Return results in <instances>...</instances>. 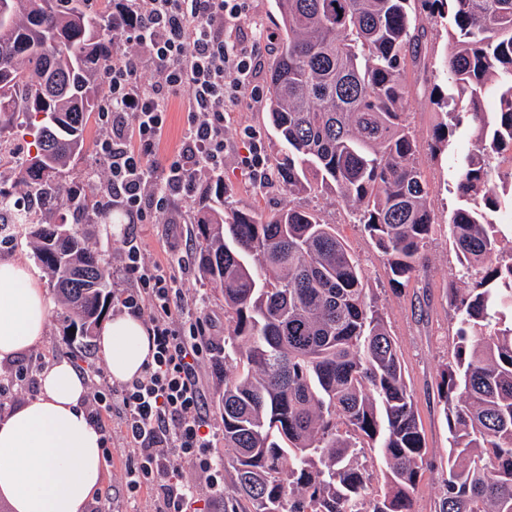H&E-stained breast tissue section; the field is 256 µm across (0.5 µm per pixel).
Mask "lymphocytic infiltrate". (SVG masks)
I'll use <instances>...</instances> for the list:
<instances>
[{"label":"lymphocytic infiltrate","instance_id":"1","mask_svg":"<svg viewBox=\"0 0 512 512\" xmlns=\"http://www.w3.org/2000/svg\"><path fill=\"white\" fill-rule=\"evenodd\" d=\"M249 0H112V64L100 115L108 163L105 188L131 217L144 218L191 196L200 176L224 171V114L229 103L260 91L252 78L266 45L230 38L245 21ZM187 102L186 132L173 153L161 151L169 107ZM121 274L112 305L146 318L152 360L143 373L115 387L95 388L92 414L116 422L126 447L123 484L129 494L155 491L154 512H198L192 470L212 498L224 494V468L213 456L210 412L200 363L209 317L201 300L178 285L183 255L149 259L124 235Z\"/></svg>","mask_w":512,"mask_h":512}]
</instances>
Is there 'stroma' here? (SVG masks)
<instances>
[{
  "instance_id": "1",
  "label": "stroma",
  "mask_w": 512,
  "mask_h": 512,
  "mask_svg": "<svg viewBox=\"0 0 512 512\" xmlns=\"http://www.w3.org/2000/svg\"><path fill=\"white\" fill-rule=\"evenodd\" d=\"M409 121L416 138L428 144L432 134L447 116L430 104L423 84H416L408 102ZM99 125H91L86 136L84 153L73 163L69 180L97 195L105 181V162L98 152ZM257 139L266 159H273L281 148L280 139L268 125L265 104L245 98L239 101L224 125L226 153L224 156V199L233 207H251L268 214L289 207L308 206L316 209L323 219L334 224L337 232L358 256L364 270L365 282L384 315L388 327L402 353L407 380L413 390L422 422L426 444L434 458L448 451V431L439 401L440 372L452 349V327L455 309L448 298L452 288H469L473 282L461 278L459 264L448 235V218L458 205L455 191L459 159L478 149L474 127L463 121L443 147L438 157L429 152L420 155L432 190L438 222L431 234L426 253L429 265L408 287L393 289L389 271L377 249L366 236L361 225L353 223L349 209L332 193L325 190L314 196L291 194L279 185L260 187L239 165L238 157L245 153L249 139ZM209 185L201 179L191 197L174 200L161 214L148 216L135 225V238L147 254L156 260L166 259L171 250L186 253L190 264L182 275L185 293L201 295L203 305L212 318L207 339L211 344L204 353L201 380L208 405H215L224 389V369L216 363L224 353V301L201 276L194 262L198 242L193 228L201 202ZM128 219L121 209H113L111 217L86 225L88 241L111 264H118L122 249L120 230ZM59 305H52L42 342L23 355L22 361L36 367H45L56 359H68L84 374L90 385H97V372L107 369V362L97 343H83L79 337L66 335L59 320ZM125 466L123 447H115L111 464L106 467L104 489L113 496L106 504L108 512H153L154 496L141 491L127 497L120 491Z\"/></svg>"
}]
</instances>
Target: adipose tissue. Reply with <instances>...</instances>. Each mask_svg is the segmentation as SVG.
<instances>
[{"label":"adipose tissue","instance_id":"ef3b65f1","mask_svg":"<svg viewBox=\"0 0 512 512\" xmlns=\"http://www.w3.org/2000/svg\"><path fill=\"white\" fill-rule=\"evenodd\" d=\"M49 310L35 273L0 258V362L41 342ZM98 345L116 383L152 360L148 329L131 314L107 322ZM87 389L72 363L57 359L40 372L37 394L0 418V498L13 512H86L105 476L103 434L86 410Z\"/></svg>","mask_w":512,"mask_h":512}]
</instances>
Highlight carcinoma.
Instances as JSON below:
<instances>
[{
    "label": "carcinoma",
    "instance_id": "carcinoma-1",
    "mask_svg": "<svg viewBox=\"0 0 512 512\" xmlns=\"http://www.w3.org/2000/svg\"><path fill=\"white\" fill-rule=\"evenodd\" d=\"M281 46L272 59L267 114L283 151L272 169L288 193L336 192L407 287L425 266L434 225L421 146L408 120L413 84L433 76L425 19L449 17L446 80L478 106L499 93L482 151L467 155L463 201L448 232L475 287L456 295V342L438 392L448 455L435 512H512V227L492 219L512 194V0H274ZM110 0H0V152L33 137L0 171V225L22 224L75 335L92 336L112 301L107 260L79 224L109 211L66 182L85 133L103 111L95 95L112 62ZM11 183L38 203L18 208ZM197 263L224 297V380L218 409L224 466L234 473L224 512H413L426 447L403 358L364 288L358 258L309 207L269 215L211 208L196 222ZM82 270L98 281L85 288ZM379 449L380 494L363 448Z\"/></svg>",
    "mask_w": 512,
    "mask_h": 512
}]
</instances>
